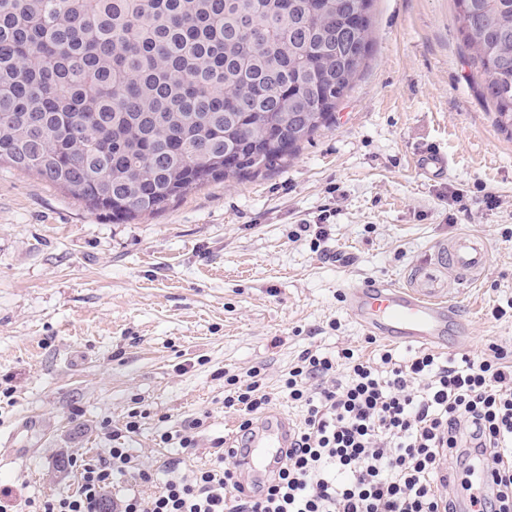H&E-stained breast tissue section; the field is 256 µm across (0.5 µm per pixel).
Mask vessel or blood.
Wrapping results in <instances>:
<instances>
[{
  "mask_svg": "<svg viewBox=\"0 0 512 512\" xmlns=\"http://www.w3.org/2000/svg\"><path fill=\"white\" fill-rule=\"evenodd\" d=\"M421 174L439 178L448 172V158L437 148L420 153ZM489 262L482 237L459 233L434 243L412 268L404 283L369 280L342 290L347 311L367 335L420 349H444L449 333H463L458 306L464 288L476 283ZM288 417L273 411L253 422L244 438L230 442L237 454L242 482L266 483L284 460L293 437Z\"/></svg>",
  "mask_w": 512,
  "mask_h": 512,
  "instance_id": "b4317fda",
  "label": "vessel or blood"
}]
</instances>
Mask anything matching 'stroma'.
Wrapping results in <instances>:
<instances>
[{
  "label": "stroma",
  "instance_id": "stroma-1",
  "mask_svg": "<svg viewBox=\"0 0 512 512\" xmlns=\"http://www.w3.org/2000/svg\"><path fill=\"white\" fill-rule=\"evenodd\" d=\"M371 19L370 57L335 125L268 175L115 224L0 166V492L11 502L72 492L59 457L101 455L106 429L135 407L146 412L132 442L140 465L210 467L214 441L241 420L224 410L225 373L260 370L274 392L304 349L376 358L385 343H367L343 285L404 282L462 231L487 240L490 260L463 295L469 333L443 355L512 352V315H492L512 302V134L471 79L454 0H374ZM432 146L448 157L441 179L415 166ZM324 210L332 260L293 237ZM199 416L194 450L160 447L162 426ZM31 418L23 452L9 451Z\"/></svg>",
  "mask_w": 512,
  "mask_h": 512
}]
</instances>
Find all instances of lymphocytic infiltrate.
Instances as JSON below:
<instances>
[{
  "label": "lymphocytic infiltrate",
  "instance_id": "f902f5d3",
  "mask_svg": "<svg viewBox=\"0 0 512 512\" xmlns=\"http://www.w3.org/2000/svg\"><path fill=\"white\" fill-rule=\"evenodd\" d=\"M504 358L500 350L481 359L424 350L400 358L387 349L371 364L348 348L334 355L308 348L279 393L302 414L295 446L260 497L245 494L230 448L187 475L139 467L136 449L120 443L140 428L133 411L100 458L66 459L79 475L77 491L35 512H103L105 491L130 480L162 488L126 495L112 512H454L439 469L448 460L469 469L478 459L494 470L497 489L471 496V507L512 512V364ZM250 377L224 378V407L244 413V430L276 397L259 371Z\"/></svg>",
  "mask_w": 512,
  "mask_h": 512
}]
</instances>
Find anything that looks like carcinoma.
<instances>
[{"label": "carcinoma", "instance_id": "obj_1", "mask_svg": "<svg viewBox=\"0 0 512 512\" xmlns=\"http://www.w3.org/2000/svg\"><path fill=\"white\" fill-rule=\"evenodd\" d=\"M512 131V0H455ZM372 0H0V164L115 224L285 166L371 51Z\"/></svg>", "mask_w": 512, "mask_h": 512}]
</instances>
